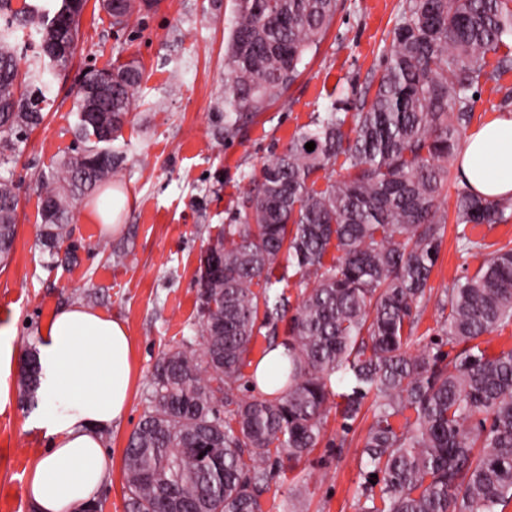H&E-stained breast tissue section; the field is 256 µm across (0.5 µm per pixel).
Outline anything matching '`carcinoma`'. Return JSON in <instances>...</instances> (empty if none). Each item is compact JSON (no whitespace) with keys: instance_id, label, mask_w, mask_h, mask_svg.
I'll return each instance as SVG.
<instances>
[{"instance_id":"obj_1","label":"carcinoma","mask_w":512,"mask_h":512,"mask_svg":"<svg viewBox=\"0 0 512 512\" xmlns=\"http://www.w3.org/2000/svg\"><path fill=\"white\" fill-rule=\"evenodd\" d=\"M227 50L224 111L232 128L263 112L301 75L339 0H236ZM81 0L52 7L0 0V167L3 152L43 120L40 103L66 74L78 42L61 28ZM36 37L38 51L19 77L14 41ZM512 71V0H404L382 73L351 114L335 102L260 169L240 224H226L198 269L199 336L162 352L146 390L147 410L124 450L133 512H264L271 471L297 464L336 412L351 429L371 413L356 512H504L512 503V349L491 353L484 337L512 324V249L485 255L467 226L506 224L512 198H484L455 186L454 223L465 258L483 257L472 275L444 289L437 327L415 335L432 296V269L448 212V162L473 118L487 67ZM103 86L92 122L74 107L84 146L38 175L43 196L36 246L51 258L69 235V202L112 178L111 144L137 107L142 71L126 63L90 70ZM315 148L309 152L308 142ZM326 183L317 187V173ZM18 195L0 178V262L17 236ZM298 276V305L286 337L283 387L267 397L241 393L252 344L277 327ZM19 374L34 401L37 351ZM377 475L370 483L371 475Z\"/></svg>"}]
</instances>
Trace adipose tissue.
<instances>
[{"mask_svg": "<svg viewBox=\"0 0 512 512\" xmlns=\"http://www.w3.org/2000/svg\"><path fill=\"white\" fill-rule=\"evenodd\" d=\"M460 177L488 198L512 197V114L474 128L458 150ZM42 408L49 439L32 462L23 494L33 512H80L112 475L104 433L131 405L132 341L126 325L80 304L61 308L40 332Z\"/></svg>", "mask_w": 512, "mask_h": 512, "instance_id": "1", "label": "adipose tissue"}]
</instances>
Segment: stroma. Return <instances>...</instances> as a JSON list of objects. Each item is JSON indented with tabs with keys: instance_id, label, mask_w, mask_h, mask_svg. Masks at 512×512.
I'll list each match as a JSON object with an SVG mask.
<instances>
[{
	"instance_id": "stroma-1",
	"label": "stroma",
	"mask_w": 512,
	"mask_h": 512,
	"mask_svg": "<svg viewBox=\"0 0 512 512\" xmlns=\"http://www.w3.org/2000/svg\"><path fill=\"white\" fill-rule=\"evenodd\" d=\"M403 0H341L317 51L286 93V103L224 123L225 53L236 20L235 0H155L113 25L99 6L80 23L73 65L42 105L45 118L15 143L7 175L19 187L15 249L0 264V362L8 390L0 396V512H31L23 486L31 461L49 439L35 425L36 407L19 402V362L37 347L40 329L62 307L79 303L123 321L134 347L135 385L126 417L105 434L112 477L99 512H131L123 480L128 438L146 409L145 392L159 354L198 335L197 271L202 252L224 225L242 219V203L263 163L281 152L300 127L333 102H352L378 80ZM135 61L143 72L137 108L112 143L121 159L110 182L127 196L117 234L101 233L88 218L98 195L72 205L69 241L74 259L52 261L36 245L41 222L38 174L55 170L78 146L72 110L76 82L90 66ZM124 251L114 261L111 251ZM463 260L454 222H447L429 284L441 292L474 274ZM369 421L352 430L328 419L321 443L294 471L276 473L263 496L265 512L300 493L301 512H355L364 481L361 450Z\"/></svg>"
}]
</instances>
